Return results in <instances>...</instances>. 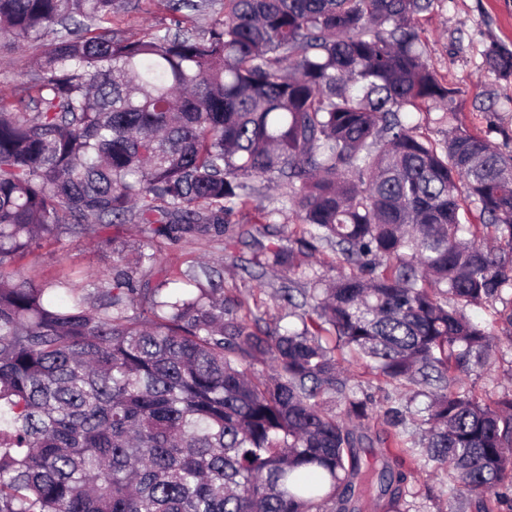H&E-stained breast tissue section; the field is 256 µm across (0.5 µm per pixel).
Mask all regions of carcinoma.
<instances>
[{
	"instance_id": "obj_1",
	"label": "carcinoma",
	"mask_w": 512,
	"mask_h": 512,
	"mask_svg": "<svg viewBox=\"0 0 512 512\" xmlns=\"http://www.w3.org/2000/svg\"><path fill=\"white\" fill-rule=\"evenodd\" d=\"M433 3L223 0L198 29L180 12L212 0H174L129 38L127 0H0L8 46H45L35 111L0 97V512H363L376 483L394 505L405 475L361 472L349 424L369 403L338 351L428 398L383 416L452 471L450 509L512 486V395L459 386L499 331L467 310L512 288V152L454 112L438 141L402 121L455 94L424 57ZM486 69L512 76V48ZM254 179L281 193L244 230L228 216ZM290 209L301 231H272ZM121 224L148 239L80 287L15 270ZM245 233L273 238L258 277L294 275L275 296L300 327L240 315L210 261L160 262L162 240Z\"/></svg>"
}]
</instances>
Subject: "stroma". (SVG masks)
Listing matches in <instances>:
<instances>
[{
  "instance_id": "35a3bbf8",
  "label": "stroma",
  "mask_w": 512,
  "mask_h": 512,
  "mask_svg": "<svg viewBox=\"0 0 512 512\" xmlns=\"http://www.w3.org/2000/svg\"><path fill=\"white\" fill-rule=\"evenodd\" d=\"M171 17L169 0H130L115 27L136 37L149 26L169 24ZM422 23L427 62L456 91L449 111L458 113L471 131L487 136L493 145L512 151V77L498 80L485 71V54L492 42L512 45V0H434ZM40 53L37 46L22 52L0 48V95L16 103L26 100ZM228 255L236 257L237 264L224 270L225 295L244 299V310L251 316L271 325L278 322L283 311L272 294L281 280L271 277L261 286L251 278L260 250L250 236L227 246L182 240L164 244L160 252L163 264L174 270L196 258L214 261ZM111 264V246L97 239L65 236L42 241L16 269L23 276L43 279L70 271L100 274ZM342 366L351 387L371 401L368 418L354 427L362 440L363 461L392 459L391 430L383 417L387 404L397 400L418 409L424 407L425 397L385 384L366 362L348 358ZM461 384L488 402L512 394V337L501 335L492 348L489 367L474 369ZM401 461L407 479L401 486L400 512H449L458 489L450 470L406 454Z\"/></svg>"
}]
</instances>
